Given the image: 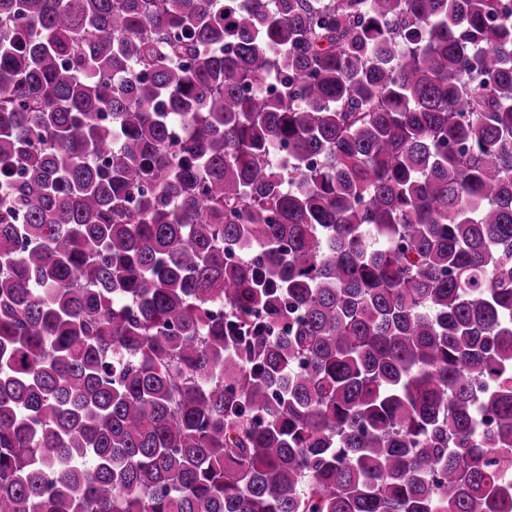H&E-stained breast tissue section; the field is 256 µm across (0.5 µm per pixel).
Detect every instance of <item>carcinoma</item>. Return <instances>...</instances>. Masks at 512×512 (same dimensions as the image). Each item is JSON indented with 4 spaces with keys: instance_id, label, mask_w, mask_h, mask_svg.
Segmentation results:
<instances>
[{
    "instance_id": "obj_1",
    "label": "carcinoma",
    "mask_w": 512,
    "mask_h": 512,
    "mask_svg": "<svg viewBox=\"0 0 512 512\" xmlns=\"http://www.w3.org/2000/svg\"><path fill=\"white\" fill-rule=\"evenodd\" d=\"M0 506L512 512V0H0Z\"/></svg>"
}]
</instances>
